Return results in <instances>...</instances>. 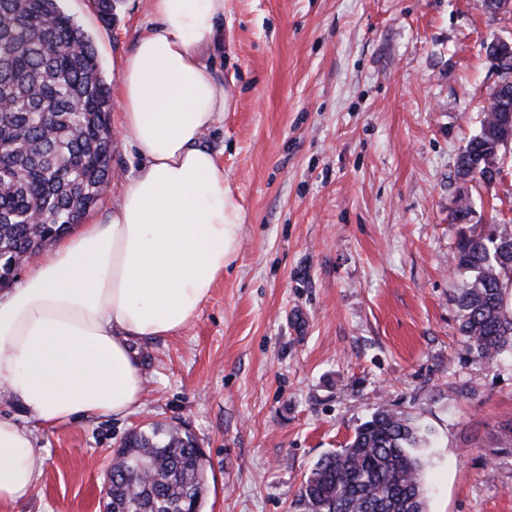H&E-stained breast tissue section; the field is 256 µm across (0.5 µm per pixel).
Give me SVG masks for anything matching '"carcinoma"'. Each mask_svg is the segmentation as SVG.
Instances as JSON below:
<instances>
[{
	"label": "carcinoma",
	"mask_w": 512,
	"mask_h": 512,
	"mask_svg": "<svg viewBox=\"0 0 512 512\" xmlns=\"http://www.w3.org/2000/svg\"><path fill=\"white\" fill-rule=\"evenodd\" d=\"M110 87L90 36L61 0H0V287L17 259L67 234L104 195L111 178ZM507 94L489 97L479 132L458 155L456 175L503 172L485 135ZM38 209L45 222L32 224ZM461 196L450 222L461 225L450 265L471 273L454 298L465 354L487 365L512 355V226L469 223ZM414 420L378 403L344 448L320 458L303 483V512H427L425 462ZM196 437L153 422L113 451L107 512H203L207 470Z\"/></svg>",
	"instance_id": "carcinoma-1"
}]
</instances>
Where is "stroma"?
I'll return each instance as SVG.
<instances>
[{
  "instance_id": "35a3bbf8",
  "label": "stroma",
  "mask_w": 512,
  "mask_h": 512,
  "mask_svg": "<svg viewBox=\"0 0 512 512\" xmlns=\"http://www.w3.org/2000/svg\"><path fill=\"white\" fill-rule=\"evenodd\" d=\"M110 86L152 18L65 0ZM512 40L484 0H228L211 60L233 95L206 137L244 211L242 246L187 329L145 351L142 406L36 429L43 460L10 512H105L112 452L153 420L187 427L207 459L204 512H299L313 464L376 403L410 414L429 512H512V358L462 351L448 257L459 196L476 224L512 219V148L483 189L456 178ZM139 165L112 143L105 222ZM492 55L488 57V61L491 63L497 71H501L500 65L508 58L512 57V41L506 39H496L491 43ZM510 71L501 74V79H507L510 75L512 77V58L511 65L508 67Z\"/></svg>"
}]
</instances>
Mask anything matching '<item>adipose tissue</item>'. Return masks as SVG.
<instances>
[{"label": "adipose tissue", "mask_w": 512, "mask_h": 512, "mask_svg": "<svg viewBox=\"0 0 512 512\" xmlns=\"http://www.w3.org/2000/svg\"><path fill=\"white\" fill-rule=\"evenodd\" d=\"M226 0H150L153 23L121 65L118 122L140 165L106 223L59 239L0 294V508L33 492L35 428L123 417L142 402L138 343L175 336L235 261L244 212L204 141L232 104L204 49L224 41Z\"/></svg>", "instance_id": "obj_1"}]
</instances>
